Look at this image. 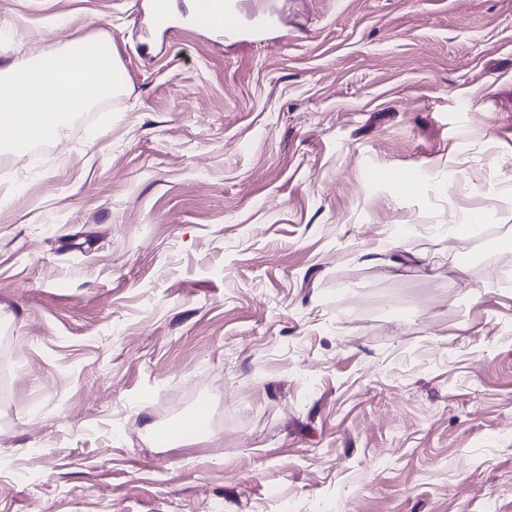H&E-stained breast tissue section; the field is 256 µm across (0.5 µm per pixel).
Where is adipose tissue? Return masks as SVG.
<instances>
[{"mask_svg": "<svg viewBox=\"0 0 512 512\" xmlns=\"http://www.w3.org/2000/svg\"><path fill=\"white\" fill-rule=\"evenodd\" d=\"M115 58L92 38L79 50L35 56L0 69V146L11 150L51 136L62 139L69 120L117 91Z\"/></svg>", "mask_w": 512, "mask_h": 512, "instance_id": "ef3b65f1", "label": "adipose tissue"}]
</instances>
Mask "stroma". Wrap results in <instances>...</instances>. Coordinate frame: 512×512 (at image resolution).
Here are the masks:
<instances>
[{"label": "stroma", "instance_id": "obj_1", "mask_svg": "<svg viewBox=\"0 0 512 512\" xmlns=\"http://www.w3.org/2000/svg\"><path fill=\"white\" fill-rule=\"evenodd\" d=\"M151 3L0 0L121 87L0 148V512H512V0ZM238 0H195L194 14L184 28L203 27L226 41H238L265 31L275 24L274 16H262L253 28H245Z\"/></svg>", "mask_w": 512, "mask_h": 512}]
</instances>
